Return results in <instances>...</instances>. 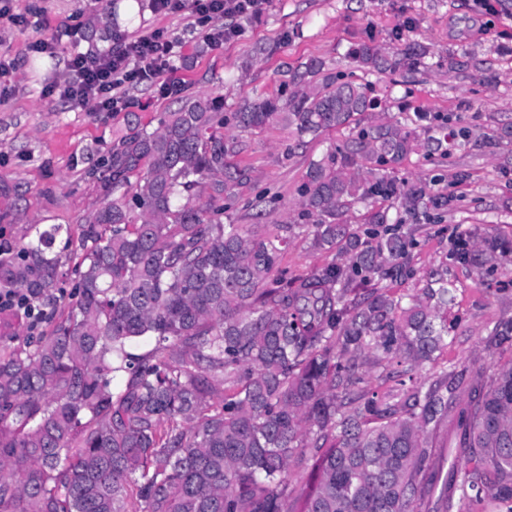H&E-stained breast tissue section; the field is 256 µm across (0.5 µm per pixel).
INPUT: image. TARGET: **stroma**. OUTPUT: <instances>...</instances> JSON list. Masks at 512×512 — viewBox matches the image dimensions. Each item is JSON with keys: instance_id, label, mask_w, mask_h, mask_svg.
I'll use <instances>...</instances> for the list:
<instances>
[{"instance_id": "1", "label": "stroma", "mask_w": 512, "mask_h": 512, "mask_svg": "<svg viewBox=\"0 0 512 512\" xmlns=\"http://www.w3.org/2000/svg\"><path fill=\"white\" fill-rule=\"evenodd\" d=\"M11 6L24 15L40 12L42 26L37 32L0 31V47L21 60L11 94L0 99V179L19 190L15 197L0 196V236L26 243L36 224H60L78 235L101 205V171L112 144L132 122L157 128L164 113L197 97L216 99L225 112L237 111L244 101L287 88L293 69L317 58L327 72L373 86L389 102L392 116L422 137L436 135L438 114L480 129V136L446 159L418 153L405 161L413 178L454 201L441 220L418 217L412 272L391 286L411 293L431 268L447 262L454 283L448 315L457 327L441 361L469 378L479 367L512 360L511 344L490 352L485 343L495 322L512 318V258L480 267L455 258L458 242L512 239V167L501 166L503 156H512V144L491 139L499 124L512 121V0H494L491 12L479 0H270L263 15L244 20L239 41L213 48L187 18L160 17L146 6L131 18L119 0H11ZM156 27L183 41L186 60L176 72L185 85L181 95L161 99L151 87L131 85L130 108L87 112L49 94L70 53L111 46L116 30ZM54 35L61 38L56 56L28 52L35 37ZM361 42L389 54L416 43L429 54L420 66L369 72L347 56ZM223 133L242 147L234 164L250 170L248 182L226 203L224 221L264 231L302 223L298 190L309 162L346 137L329 131L300 147L280 119L260 130L230 125ZM332 259L313 248L309 236L296 233L288 238L281 264L289 275L301 276Z\"/></svg>"}]
</instances>
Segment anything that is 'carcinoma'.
I'll use <instances>...</instances> for the list:
<instances>
[{
  "label": "carcinoma",
  "mask_w": 512,
  "mask_h": 512,
  "mask_svg": "<svg viewBox=\"0 0 512 512\" xmlns=\"http://www.w3.org/2000/svg\"><path fill=\"white\" fill-rule=\"evenodd\" d=\"M351 57L384 72L427 50L390 58L360 44ZM290 85L229 114L187 101L113 144L104 201L76 245L74 300L49 331L18 338L21 321L64 299L63 228L0 242V292L21 300L0 308V512H292L298 478L297 512H512V362L488 384L443 367L405 387L451 331L448 265L413 294L384 284L411 262L403 216L452 201L400 174L434 148L321 60ZM281 113L301 140L348 132L299 189L312 246L335 253L306 276L278 271L294 226L257 234L216 219L249 179L220 130ZM359 205L376 225L362 235L346 222ZM509 255L512 242L487 237L459 259ZM489 336L512 341V319ZM139 343L151 348L129 351ZM365 364L382 369L385 391L362 387ZM448 420L465 464L444 472L428 438Z\"/></svg>",
  "instance_id": "1"
}]
</instances>
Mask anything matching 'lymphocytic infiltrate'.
I'll list each match as a JSON object with an SVG mask.
<instances>
[{"label":"lymphocytic infiltrate","mask_w":512,"mask_h":512,"mask_svg":"<svg viewBox=\"0 0 512 512\" xmlns=\"http://www.w3.org/2000/svg\"><path fill=\"white\" fill-rule=\"evenodd\" d=\"M269 0H149L154 15H188L202 24L199 35L210 46L240 39L242 20L261 15ZM183 41L167 28L140 33L117 32L110 48L73 54L60 84V97L71 106L92 112H118L128 108L126 88L153 86L159 97L179 95L182 82L175 78Z\"/></svg>","instance_id":"1"}]
</instances>
